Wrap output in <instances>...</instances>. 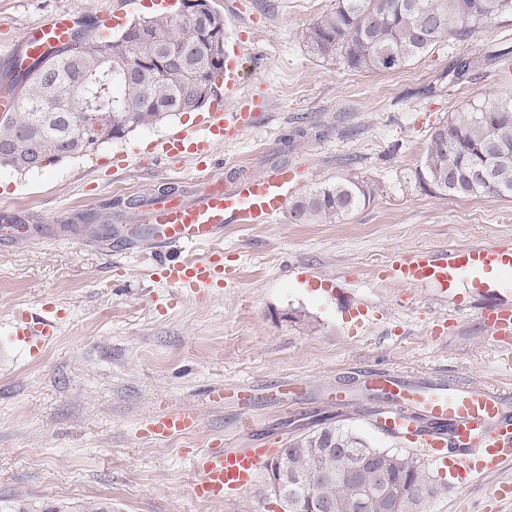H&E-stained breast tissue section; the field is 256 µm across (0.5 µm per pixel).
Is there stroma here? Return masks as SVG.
Segmentation results:
<instances>
[{
	"label": "stroma",
	"mask_w": 512,
	"mask_h": 512,
	"mask_svg": "<svg viewBox=\"0 0 512 512\" xmlns=\"http://www.w3.org/2000/svg\"><path fill=\"white\" fill-rule=\"evenodd\" d=\"M224 16V54L239 62L237 96L260 102L252 128L216 142L212 173L231 180L275 167L302 169L300 197L345 176L373 194L335 224L229 226L224 285L178 295L157 281L159 256L147 236L131 239L135 199L173 187L195 195L205 179L193 161L140 164L151 140L192 124L182 113L92 154L20 173L0 165V206L27 233L0 241V332L15 307L54 305L58 334L41 358L0 357V512H28L95 500L110 512H283L264 478L238 497L197 498L189 460L196 444L248 448L287 441L318 412L376 448L401 447L365 412L337 411L329 394L363 370L389 368L409 379L445 376L512 393V347L484 327L482 296L454 308L433 287L384 282L397 254L512 239V198H453L427 192L419 169L430 133L469 103L512 96V61L487 65L512 46V14L466 38H449L406 66L371 73L314 55L305 33L338 0H208ZM148 15L142 0H0V76L27 26L59 10L93 25L101 10ZM475 59L449 83L459 58ZM124 152V170L97 158ZM111 221L115 234L101 226ZM293 379L288 404L265 395ZM251 387L258 398L243 425L236 404L210 402L211 387ZM177 407L195 411L198 430L157 442L146 421ZM492 484L449 487L434 512H483Z\"/></svg>",
	"instance_id": "35a3bbf8"
}]
</instances>
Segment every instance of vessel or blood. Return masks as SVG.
<instances>
[{"label": "vessel or blood", "mask_w": 512, "mask_h": 512, "mask_svg": "<svg viewBox=\"0 0 512 512\" xmlns=\"http://www.w3.org/2000/svg\"><path fill=\"white\" fill-rule=\"evenodd\" d=\"M78 27L76 14L59 11L28 26L14 59L35 57L70 45ZM258 104L242 101L232 110L214 107L198 126L182 127L165 139L149 144L150 155L190 156L205 163L216 140L251 128ZM300 171L282 166L261 176H239L231 182L211 177L192 197L169 195L148 205L145 223L154 225L153 244L164 249L153 269L154 276L181 293L224 285V256L216 244L228 224H268L288 205L291 188ZM204 247L201 259L181 257L182 249ZM512 270V239L484 245L455 247L443 252L414 250L395 257L384 269V278L407 284H431L448 297L456 296L462 279L472 281L480 293L486 275ZM481 319L498 342L512 345V307L490 304ZM10 342L29 356L40 357L57 333L52 311L40 315L15 310L8 322ZM364 399L380 396L382 407L372 419L375 427L399 435L426 457L447 468L450 478L466 485L481 476L496 474L512 463V395L503 391L459 382H419L397 371L368 372L360 383ZM199 426L195 411L174 409L152 417L146 434L166 441L194 433ZM272 441L256 448L201 450L193 459L199 474L194 486L198 498L220 502L251 486L259 470L273 460Z\"/></svg>", "instance_id": "1"}]
</instances>
